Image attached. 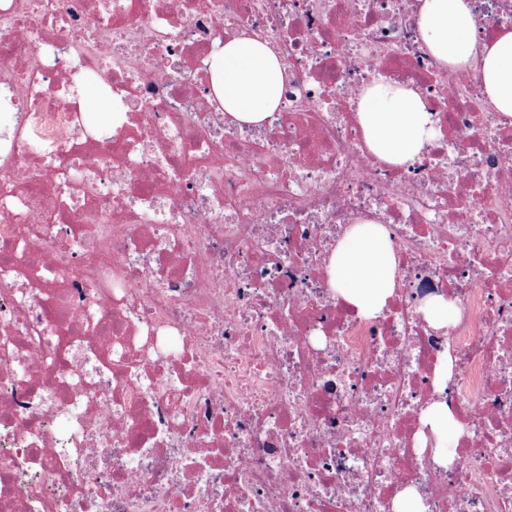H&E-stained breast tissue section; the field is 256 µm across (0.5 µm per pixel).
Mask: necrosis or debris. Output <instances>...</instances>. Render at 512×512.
I'll return each instance as SVG.
<instances>
[{
  "label": "necrosis or debris",
  "instance_id": "necrosis-or-debris-1",
  "mask_svg": "<svg viewBox=\"0 0 512 512\" xmlns=\"http://www.w3.org/2000/svg\"><path fill=\"white\" fill-rule=\"evenodd\" d=\"M419 6L0 0V512H512V119L439 65ZM242 28L288 50L258 127L210 88ZM378 78L437 120L405 168L346 110ZM89 81L125 107L107 130ZM363 217L399 268L371 319L326 270ZM435 401L447 467L418 441ZM423 320L436 331L447 330L457 316V307L443 295L427 299L424 306L418 309ZM422 423L424 427H428L433 441L435 461L443 465L451 463L456 453L449 448H454L452 446L459 443L462 434L458 421L444 405L434 403L423 411ZM450 442L452 446L449 445Z\"/></svg>",
  "mask_w": 512,
  "mask_h": 512
}]
</instances>
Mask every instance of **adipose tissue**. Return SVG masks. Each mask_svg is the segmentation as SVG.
Segmentation results:
<instances>
[{
	"label": "adipose tissue",
	"instance_id": "adipose-tissue-1",
	"mask_svg": "<svg viewBox=\"0 0 512 512\" xmlns=\"http://www.w3.org/2000/svg\"><path fill=\"white\" fill-rule=\"evenodd\" d=\"M419 24L433 56L459 72L478 68L486 98L496 112L512 118V30L478 41L471 0H421ZM285 72L278 54L244 31L227 38L209 60L216 98L237 124L246 126L261 125L277 111ZM354 112L367 149L387 165H411L438 136L436 122L412 84L375 81L358 98ZM327 272L337 299L357 316L373 318L393 294L398 266L383 228L363 218L337 241ZM422 423L436 462L451 463L462 434L458 421L435 403L423 411Z\"/></svg>",
	"mask_w": 512,
	"mask_h": 512
}]
</instances>
